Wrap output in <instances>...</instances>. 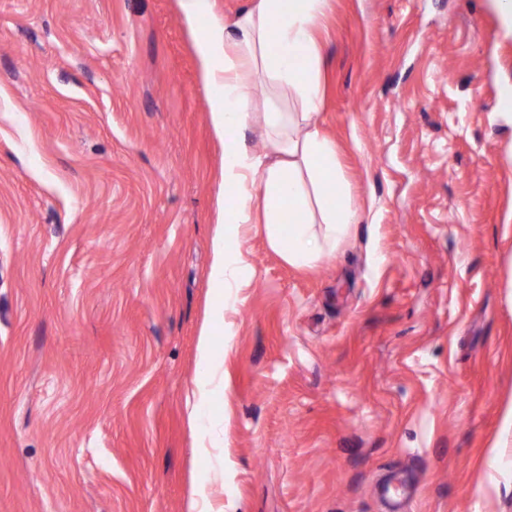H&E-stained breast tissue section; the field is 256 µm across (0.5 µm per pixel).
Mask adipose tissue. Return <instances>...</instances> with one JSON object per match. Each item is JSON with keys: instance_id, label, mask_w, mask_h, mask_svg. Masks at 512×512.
I'll return each mask as SVG.
<instances>
[{"instance_id": "ef3b65f1", "label": "adipose tissue", "mask_w": 512, "mask_h": 512, "mask_svg": "<svg viewBox=\"0 0 512 512\" xmlns=\"http://www.w3.org/2000/svg\"><path fill=\"white\" fill-rule=\"evenodd\" d=\"M324 0H258L233 21L207 13L208 0H180L188 26L204 25L197 43L209 89L210 122L224 145V220H262L270 247L288 264L311 267L335 252L359 214L350 203L351 187L341 171L332 141L320 127L324 47L316 24ZM274 90L265 110L254 116L258 78ZM294 101L291 109L284 100ZM262 121L264 151L256 155L242 133ZM210 282L219 299L198 339L202 382L192 393L191 420L205 439L218 431L208 415L210 384L221 367L213 327L224 320L223 299L243 280L240 256L230 255L225 233L214 239Z\"/></svg>"}]
</instances>
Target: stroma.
<instances>
[{
    "mask_svg": "<svg viewBox=\"0 0 512 512\" xmlns=\"http://www.w3.org/2000/svg\"><path fill=\"white\" fill-rule=\"evenodd\" d=\"M319 32L362 219L309 270L231 226L205 458L224 147L180 2L0 0V512H512V34L490 0ZM226 239V231L224 233V229L221 228L214 239L215 258L209 273L210 282L213 288H215V293L219 300L216 303L210 321L202 328L198 339L199 364L204 380L197 384L192 393L191 402L188 399V405L191 403L190 418L200 423L203 432L200 446L203 455L209 454V449L206 445L207 439L210 447H214L215 439L218 436L217 424L205 410V406L210 400L209 386L221 367L213 327L224 322V298L226 305L232 288H239L243 280L244 271L243 259L240 255L231 256L229 254Z\"/></svg>",
    "mask_w": 512,
    "mask_h": 512,
    "instance_id": "35a3bbf8",
    "label": "stroma"
}]
</instances>
